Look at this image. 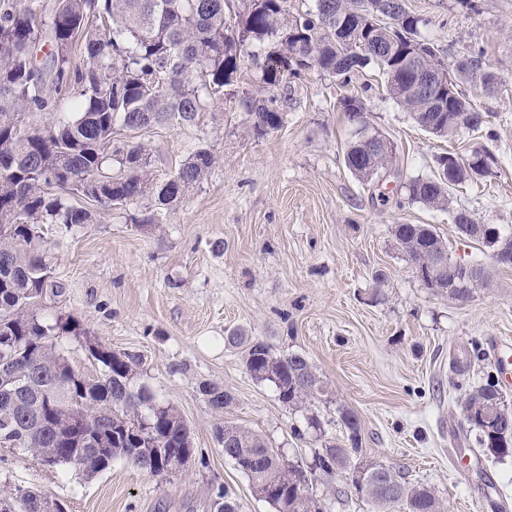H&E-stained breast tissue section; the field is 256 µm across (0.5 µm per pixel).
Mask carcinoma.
<instances>
[{"mask_svg": "<svg viewBox=\"0 0 512 512\" xmlns=\"http://www.w3.org/2000/svg\"><path fill=\"white\" fill-rule=\"evenodd\" d=\"M225 0H63V8L34 22L33 4L0 0V449L31 455L39 464L69 467L87 476L122 459L153 475L182 471L193 460L189 428L179 412L135 386L134 360L123 354L93 357L99 375L90 377L72 365L61 347L89 335L72 315L48 317L43 301L49 282L48 250L42 226L69 228L91 224L94 211L69 203L82 195L108 208L151 194L159 204L179 202L207 178L216 156L202 146L191 153L168 180L151 183L143 175L148 152L141 143L114 147L113 134L143 122L195 121L208 100L241 75L245 58L263 70L266 84L278 89L284 74L316 69L341 78L375 65L389 82L390 97L414 120L431 111L429 95L412 91L418 67L445 77L446 111L430 133L451 138L459 131L484 130L488 115L459 91L462 81L497 88L486 51L472 47L449 71L432 48L417 60L406 54L420 36L424 20L406 10L404 0H314V7L288 18L286 0H242L236 23H228ZM396 14L398 30L369 27L379 15ZM80 44L83 65L71 62ZM76 95L73 115L41 128L17 131L27 114L55 109L45 87ZM240 104L261 133L282 124L277 97L248 94ZM342 110L355 122L365 111L357 94L343 97ZM396 161L395 146L371 157L358 143L349 145L345 163L362 181L386 172ZM120 175L112 176V163ZM432 177L408 180V203L445 210L448 190L474 181L488 168L487 159L469 161L448 153L437 160ZM471 216L455 217L458 235L497 250L512 247V236L475 235ZM394 238L414 265L426 269L424 284L451 299L466 300L476 287H487L494 271L482 264L452 265L448 245L428 224H397ZM244 364L258 381L272 383L279 398L300 408L324 392L323 381L299 353L277 355L260 339L244 336ZM217 414L233 402L232 394L214 384L201 386ZM84 399L78 406L75 398ZM464 418L462 432L475 434L478 447L498 458L512 455V405L494 378H487L457 399ZM351 446L325 449L318 467L326 475L344 473L359 448V421L340 414ZM218 444L254 486H270L268 503L275 512H311V473L285 462L260 435L225 423L216 427ZM366 493L375 512H444L435 490L410 484L389 466L365 476ZM44 493L16 487L0 491V512H38ZM214 512H237L228 492H217Z\"/></svg>", "mask_w": 512, "mask_h": 512, "instance_id": "1", "label": "carcinoma"}]
</instances>
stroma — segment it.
Returning <instances> with one entry per match:
<instances>
[{
	"mask_svg": "<svg viewBox=\"0 0 512 512\" xmlns=\"http://www.w3.org/2000/svg\"><path fill=\"white\" fill-rule=\"evenodd\" d=\"M405 4L424 19L421 35L445 63L484 46L496 91L469 82L461 89L488 114L495 137L465 129L434 137L387 95L372 67L347 86L313 69L289 78L281 126L260 134L239 97L271 90L250 61L194 122L144 130L149 180L168 179L201 146L218 160L177 206L145 197L113 205L93 224L44 225L58 287L47 309L78 317L113 351L135 358L137 385L175 406L188 425L194 460L164 477L117 461L86 478L2 449L0 487L41 490L67 512H212L223 488L238 512H273L225 459L215 438L222 420L313 469L310 493L324 512H372L345 477L314 468L325 448L347 443L340 422L347 409L360 424L352 463L383 464L431 485L447 512H512V458L472 452L456 437L459 395L498 372L492 356L469 359L468 342L487 349L512 340V268L468 300H451L425 287L392 235L397 224H429L455 260L488 266L491 250L459 238L455 212L512 232V0ZM350 91L364 100L362 122L340 109ZM372 133L395 143L398 170L363 182L345 153ZM447 152L490 154L489 171L451 189L445 210L397 205L400 182L434 175ZM234 333L303 354L324 393L304 410L289 408L273 384L247 372L242 347L228 341ZM205 383L232 393L223 416L209 408Z\"/></svg>",
	"mask_w": 512,
	"mask_h": 512,
	"instance_id": "obj_1",
	"label": "stroma"
}]
</instances>
